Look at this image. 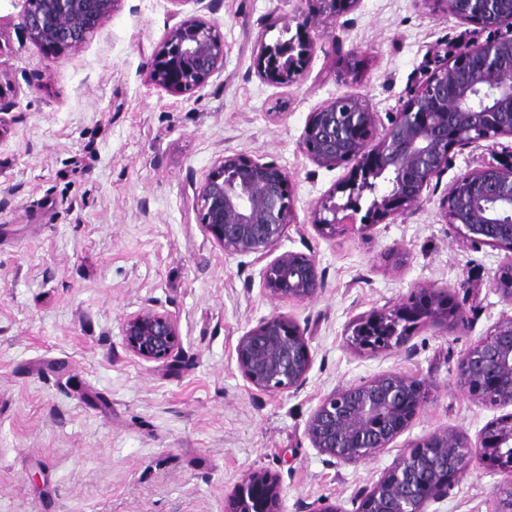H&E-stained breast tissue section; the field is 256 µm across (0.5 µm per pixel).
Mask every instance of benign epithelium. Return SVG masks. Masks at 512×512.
<instances>
[{
    "label": "benign epithelium",
    "instance_id": "7a95c632",
    "mask_svg": "<svg viewBox=\"0 0 512 512\" xmlns=\"http://www.w3.org/2000/svg\"><path fill=\"white\" fill-rule=\"evenodd\" d=\"M123 0H23L16 29L58 63L101 32ZM296 33L283 22L281 36L263 43L253 59L258 78L275 87L302 82L317 49L315 35L329 29L340 46V19L360 0H302ZM440 5L461 20L504 36L466 42L437 59L396 112L382 121L369 99L345 92L307 116L300 151L314 164L346 174L312 208L311 224L322 233L354 230L363 235L419 210L423 192L440 180L457 149L512 137V0H420ZM175 20L143 69L149 82L171 94L208 84L224 67V38L199 14ZM200 224L230 256L253 262L273 256L260 270L261 287L272 297L303 303L324 286L311 254L274 255L295 218V191L288 170L240 153L224 154L196 187ZM440 215L471 243L506 252L493 291L512 307V152L459 174L439 200ZM465 321L448 288L416 283L399 301L363 312L350 322L346 344L354 352L405 348L417 330H447ZM123 343L144 361H165L181 348L179 321L146 307L130 315ZM236 361L254 388L295 393L307 382L312 353L307 329L290 315L275 313L242 335ZM460 383L485 406H512V315L474 340L458 362ZM432 383L401 372H385L356 384L339 385L312 411L305 432L312 447L357 466L388 449L416 418ZM503 474L491 512H512V414L487 424L471 438L457 428L438 429L409 444L379 478L360 487L347 510L327 498L303 512H427L448 495L452 482L471 467ZM224 512H283L278 478L249 473L226 499Z\"/></svg>",
    "mask_w": 512,
    "mask_h": 512
}]
</instances>
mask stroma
<instances>
[{
  "instance_id": "obj_1",
  "label": "stroma",
  "mask_w": 512,
  "mask_h": 512,
  "mask_svg": "<svg viewBox=\"0 0 512 512\" xmlns=\"http://www.w3.org/2000/svg\"><path fill=\"white\" fill-rule=\"evenodd\" d=\"M171 9L124 0L103 33L54 63L14 29L18 0H0V92L12 103L0 114V512H224L255 470L278 476L284 512L322 497L346 505L408 444L446 426L473 437L512 412L475 403L456 375L461 352L512 310L492 289L505 254L472 244L438 208L441 188L512 138L455 152L423 207L363 236L312 225L344 171L298 148L309 112L345 92L346 55L362 60L356 91L393 112L437 55L496 32L421 0H361L338 51L317 49L304 81L274 87L253 57L300 0H215L224 67L174 95L142 70ZM227 151L287 168L296 219L281 248L315 257L324 287L313 300L267 295L259 265L225 255L199 223L195 189ZM396 247L399 268L387 258ZM417 282L447 287L464 325L421 329L409 354L347 348L353 317ZM144 307L177 316L176 358L126 351L124 322ZM276 312L308 328L313 364L295 394L257 390L236 363L239 337ZM387 371L432 381L429 401L384 452L330 464L305 434L311 412L336 386ZM501 480L471 468L433 508L490 512Z\"/></svg>"
}]
</instances>
